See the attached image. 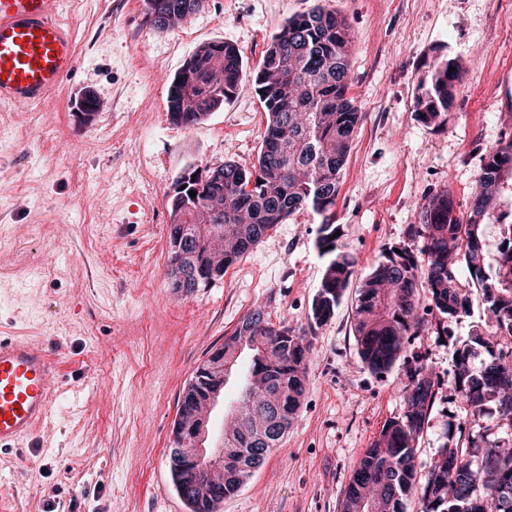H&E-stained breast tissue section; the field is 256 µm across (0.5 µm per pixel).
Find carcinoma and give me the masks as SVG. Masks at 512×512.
<instances>
[{
    "label": "carcinoma",
    "instance_id": "1",
    "mask_svg": "<svg viewBox=\"0 0 512 512\" xmlns=\"http://www.w3.org/2000/svg\"><path fill=\"white\" fill-rule=\"evenodd\" d=\"M204 0H149L146 21L158 30L176 27L200 10ZM352 33L336 12L317 5L288 19L273 36L259 65L246 72L239 49L222 39L205 43L191 55L187 69L174 76L168 94L170 119L195 126L231 103L244 80L267 112L257 162L245 170L233 162L185 170L173 185L169 206L180 204L183 223L219 224L214 233L197 231L181 251L169 250V265L188 277L185 293L210 285L213 262L226 270L256 246L275 225L307 206L322 216L318 245L328 256L311 319H329L355 274V262L338 250L330 221L341 171L347 161L360 113L348 96ZM462 76L456 58L436 56L414 97L420 121L436 123L451 108ZM196 192L191 197L189 192ZM512 137L503 139L485 158L467 219L456 214L451 192L442 189L420 210V223L409 235L422 239L418 256L405 246L389 247L362 279L354 318L360 360L370 371H388L405 343L418 335V291L426 289L429 309L444 322L469 313L467 288L481 290L485 310L512 335ZM497 227L496 252L475 253L473 236ZM251 327L244 350L246 378L256 377L276 395L274 408L288 425L306 392L309 347L286 325L275 326L254 308L224 340L234 346L240 330ZM442 380L431 367L410 369L403 413L388 421L353 471L342 512H404V500L419 490L421 512H512V445L485 447L492 427L512 426V349L497 337L473 332L456 350L448 387L460 398L469 419L448 425L447 441L430 461L421 485H415V443L428 421ZM241 407L224 430V447L252 448L266 455L279 438L259 430L264 407L240 399ZM189 512H214V502L237 492L227 482L207 499L196 495L199 477L182 465L171 470Z\"/></svg>",
    "mask_w": 512,
    "mask_h": 512
}]
</instances>
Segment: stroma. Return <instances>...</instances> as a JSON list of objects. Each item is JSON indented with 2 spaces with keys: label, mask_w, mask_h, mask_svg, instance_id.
<instances>
[{
  "label": "stroma",
  "mask_w": 512,
  "mask_h": 512,
  "mask_svg": "<svg viewBox=\"0 0 512 512\" xmlns=\"http://www.w3.org/2000/svg\"><path fill=\"white\" fill-rule=\"evenodd\" d=\"M315 0H206L175 28L145 0H62L77 62L45 104H0V335L30 337L58 362L49 416L23 453L0 452V512H188L166 450L196 368L255 307L304 332L307 391L279 447L216 512H341L350 475L402 412L411 366L444 379L421 433L425 472L465 412L446 381L457 348L489 330L479 302L446 322L420 298L424 328L382 375L359 360L356 287L310 326L326 258L321 216L274 226L223 278L186 295L167 276L169 194L184 170L252 169L266 112L250 86L191 128L167 112L174 74L204 43H233L256 67L271 38ZM352 35L349 97L360 123L333 209L340 251L365 275L449 189L467 216L483 159L512 134V0H328ZM144 51H137L138 43ZM462 60V83L436 124L413 98L423 61ZM99 107L87 119L86 92Z\"/></svg>",
  "instance_id": "35a3bbf8"
}]
</instances>
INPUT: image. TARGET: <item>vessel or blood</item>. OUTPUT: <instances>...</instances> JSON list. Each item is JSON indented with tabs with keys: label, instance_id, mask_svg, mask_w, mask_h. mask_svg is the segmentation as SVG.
<instances>
[{
	"label": "vessel or blood",
	"instance_id": "obj_1",
	"mask_svg": "<svg viewBox=\"0 0 512 512\" xmlns=\"http://www.w3.org/2000/svg\"><path fill=\"white\" fill-rule=\"evenodd\" d=\"M61 0H0V102L43 103L76 65ZM54 365L23 336H0V448L13 449L46 419Z\"/></svg>",
	"mask_w": 512,
	"mask_h": 512
}]
</instances>
